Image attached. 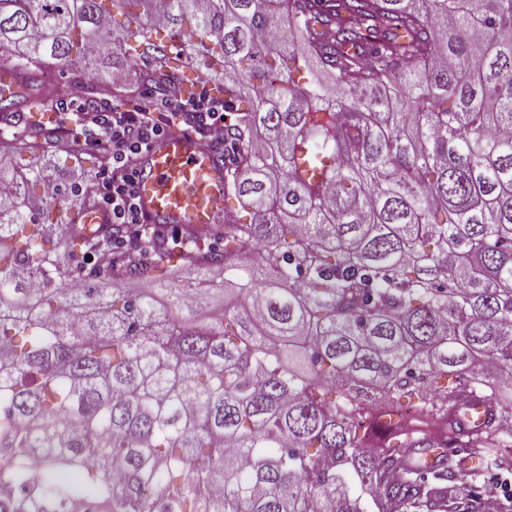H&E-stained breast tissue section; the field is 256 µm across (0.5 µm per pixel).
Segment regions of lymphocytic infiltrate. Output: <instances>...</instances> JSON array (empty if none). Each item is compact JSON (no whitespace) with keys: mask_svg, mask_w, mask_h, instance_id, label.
<instances>
[{"mask_svg":"<svg viewBox=\"0 0 512 512\" xmlns=\"http://www.w3.org/2000/svg\"><path fill=\"white\" fill-rule=\"evenodd\" d=\"M64 119V131L71 136L76 149L95 151L107 160L83 183V192L94 198L113 223L131 228L128 236L88 255L87 264L106 268L141 239L136 195L141 156L159 147L174 126L193 133L206 146L223 145L227 115L223 99L212 96L207 83L202 82L188 94L152 96L144 108L127 110L113 103L95 107L81 104L65 113Z\"/></svg>","mask_w":512,"mask_h":512,"instance_id":"1","label":"lymphocytic infiltrate"}]
</instances>
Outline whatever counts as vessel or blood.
<instances>
[{
    "instance_id": "vessel-or-blood-1",
    "label": "vessel or blood",
    "mask_w": 512,
    "mask_h": 512,
    "mask_svg": "<svg viewBox=\"0 0 512 512\" xmlns=\"http://www.w3.org/2000/svg\"><path fill=\"white\" fill-rule=\"evenodd\" d=\"M137 192L145 223L214 228L227 210L224 159L193 134H171L142 155Z\"/></svg>"
}]
</instances>
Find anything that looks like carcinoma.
I'll use <instances>...</instances> for the list:
<instances>
[{
	"mask_svg": "<svg viewBox=\"0 0 512 512\" xmlns=\"http://www.w3.org/2000/svg\"><path fill=\"white\" fill-rule=\"evenodd\" d=\"M182 40L172 52L158 31ZM224 94V229L142 227L149 257L84 272L123 229L82 224L50 129L0 139L4 512H448L442 486L359 429L361 393L416 400L497 463L512 423V0H0V69L95 78L141 60L154 92L199 54ZM51 150L39 171L15 160ZM53 184L55 198L33 201ZM224 268L207 281L170 282ZM150 281L152 288L137 282ZM475 396L489 417L467 430Z\"/></svg>",
	"mask_w": 512,
	"mask_h": 512,
	"instance_id": "1",
	"label": "carcinoma"
}]
</instances>
